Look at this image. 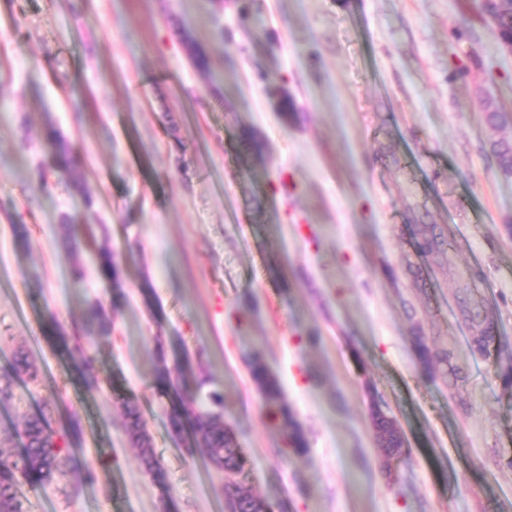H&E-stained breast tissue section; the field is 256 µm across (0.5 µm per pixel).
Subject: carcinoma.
I'll use <instances>...</instances> for the list:
<instances>
[{
  "label": "carcinoma",
  "instance_id": "carcinoma-1",
  "mask_svg": "<svg viewBox=\"0 0 512 512\" xmlns=\"http://www.w3.org/2000/svg\"><path fill=\"white\" fill-rule=\"evenodd\" d=\"M44 141L49 156L50 167L59 173L77 179L72 162L69 142L53 125L46 127ZM439 245L437 236L426 230L416 241V250L426 256ZM97 269L99 275L114 285H119V273L113 259L112 249L104 240L96 246ZM473 342L471 346L488 353L492 342L498 339L495 326L480 314L470 316ZM111 321L106 309L99 303L89 305L85 313V332L88 336L105 335L109 332ZM415 352L423 369L434 374L438 367H449L454 378H459L460 370L453 364L451 352L437 354L432 352L421 338H416ZM29 373L28 354L22 350L14 352L8 368L0 372V401L12 396L15 378ZM254 385L261 393L267 406L275 412V418L285 434L286 443L293 455L303 456L307 452V440L291 408L284 401L281 384L260 360L256 359L250 367ZM60 422V428L52 426L53 416L39 409L22 424L15 427L20 448L6 453L0 449V512H23L18 496L19 486L23 483L34 487L50 484L56 480L69 479L75 470L77 454L80 451L81 427L79 421L61 405H54ZM127 416V434L135 447L141 449V462L148 469L156 466L151 439L144 430L143 420L136 404H125ZM193 434L205 449L207 456L222 463L227 473H239L244 469L245 459L238 447L234 432L220 423V414L206 409L193 410L191 419ZM385 440L380 442L384 456L392 459L403 456L400 430L392 420L382 422ZM227 503L233 512H268L266 502L260 498L240 493L238 487L228 485L225 488Z\"/></svg>",
  "mask_w": 512,
  "mask_h": 512
}]
</instances>
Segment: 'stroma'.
<instances>
[{"label": "stroma", "instance_id": "obj_1", "mask_svg": "<svg viewBox=\"0 0 512 512\" xmlns=\"http://www.w3.org/2000/svg\"><path fill=\"white\" fill-rule=\"evenodd\" d=\"M244 1L0 0V368L21 349L37 374L0 420L62 400L96 476L22 486L24 512H225L230 479L271 512H512V173L494 154L512 124L487 118L512 112V54L478 0H248L246 18ZM50 121L82 189L47 167ZM426 224L441 243L421 257ZM95 302L112 332L89 338ZM469 311L496 325L489 355ZM418 336L463 381L427 375ZM185 355L183 392L221 394L246 456L233 478L170 427L154 367ZM256 357L304 457L251 381ZM129 399L164 482L125 432ZM374 402L408 444L387 470ZM97 269L99 275L113 285H119V273L113 259L112 249L108 245L107 239L96 246ZM250 374L267 406L275 412V418L280 421L290 451L294 456H303L307 452V440L291 408L284 401L278 378L258 359L252 362Z\"/></svg>", "mask_w": 512, "mask_h": 512}]
</instances>
